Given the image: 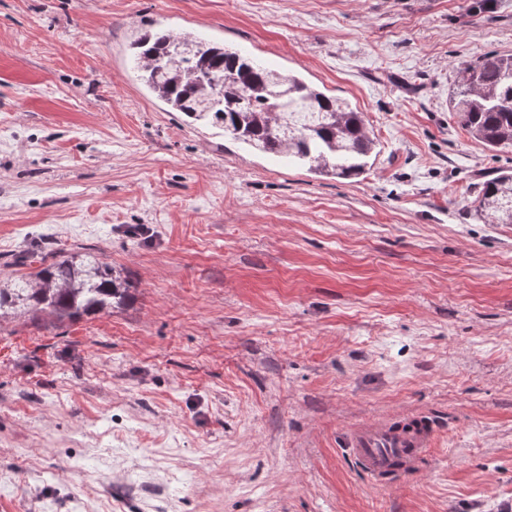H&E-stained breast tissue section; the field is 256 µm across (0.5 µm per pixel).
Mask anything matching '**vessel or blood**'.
<instances>
[{
  "instance_id": "obj_1",
  "label": "vessel or blood",
  "mask_w": 512,
  "mask_h": 512,
  "mask_svg": "<svg viewBox=\"0 0 512 512\" xmlns=\"http://www.w3.org/2000/svg\"><path fill=\"white\" fill-rule=\"evenodd\" d=\"M434 432L433 422L420 419L405 428L363 424L348 434V452L375 487L386 488L420 471Z\"/></svg>"
}]
</instances>
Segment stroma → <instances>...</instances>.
Instances as JSON below:
<instances>
[{"instance_id": "stroma-1", "label": "stroma", "mask_w": 512, "mask_h": 512, "mask_svg": "<svg viewBox=\"0 0 512 512\" xmlns=\"http://www.w3.org/2000/svg\"><path fill=\"white\" fill-rule=\"evenodd\" d=\"M199 35L363 112L335 179L189 124L131 45ZM512 0H0V277L102 250L134 300L0 327V512H512V148L448 110ZM436 425L374 487L349 430ZM475 211L486 224H512V170H503L482 182Z\"/></svg>"}]
</instances>
